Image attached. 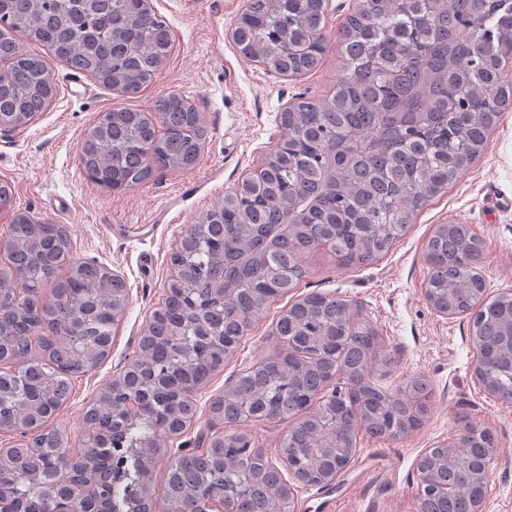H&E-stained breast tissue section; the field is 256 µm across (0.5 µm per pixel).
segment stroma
<instances>
[{
  "label": "stroma",
  "instance_id": "35a3bbf8",
  "mask_svg": "<svg viewBox=\"0 0 512 512\" xmlns=\"http://www.w3.org/2000/svg\"><path fill=\"white\" fill-rule=\"evenodd\" d=\"M150 3L169 23L174 49L137 99L124 100L54 60L57 94L49 108L27 127L0 131V182L11 185L16 208L64 225L72 259L104 266L127 286L128 308L113 332L110 355L76 380L54 417L75 448L83 439L85 410L132 358L166 296L169 256L182 232L262 164L280 139L279 117L289 102L329 92L342 74V60L332 48L318 71L295 77L244 57L229 33L246 0ZM172 90L196 106L198 163L129 190L91 182L78 158L85 130L109 108L145 109ZM439 224L471 225L483 241L480 269L488 294L512 289V108L503 113L485 153L416 215L386 256L360 267L343 265L326 247L305 256L306 274L297 288L269 305L237 352L197 390V412L181 441L192 444L199 435L228 431V423L213 419L211 403L244 370L283 349L273 334L280 310L317 291L352 301L376 327L384 358L374 367L379 386L393 390L419 376L429 398L423 422L413 431L395 439L361 435L336 483L295 485L297 512H417V460L427 449L455 441L471 423L491 429L500 448L485 512H512V404L489 397L476 379L468 316H442L425 297L424 247Z\"/></svg>",
  "mask_w": 512,
  "mask_h": 512
}]
</instances>
